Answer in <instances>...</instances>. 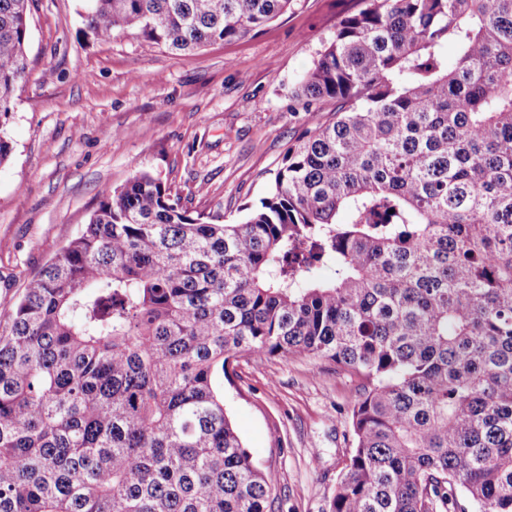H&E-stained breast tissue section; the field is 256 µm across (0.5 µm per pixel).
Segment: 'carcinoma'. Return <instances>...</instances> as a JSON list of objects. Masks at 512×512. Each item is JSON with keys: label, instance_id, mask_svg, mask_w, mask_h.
Instances as JSON below:
<instances>
[{"label": "carcinoma", "instance_id": "carcinoma-1", "mask_svg": "<svg viewBox=\"0 0 512 512\" xmlns=\"http://www.w3.org/2000/svg\"><path fill=\"white\" fill-rule=\"evenodd\" d=\"M361 2L296 93L334 118L242 222L139 172L0 312V512H274L216 378L291 353L366 380L325 512H512V0ZM33 3L0 0V117ZM291 3L84 21L188 53Z\"/></svg>", "mask_w": 512, "mask_h": 512}]
</instances>
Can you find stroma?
Returning <instances> with one entry per match:
<instances>
[{"instance_id":"1","label":"stroma","mask_w":512,"mask_h":512,"mask_svg":"<svg viewBox=\"0 0 512 512\" xmlns=\"http://www.w3.org/2000/svg\"><path fill=\"white\" fill-rule=\"evenodd\" d=\"M359 6L293 0L260 33L183 57L131 35L87 36L83 0H35L29 70L4 125L13 150L0 165V312L84 228L103 188L136 173L167 180L192 213L239 222L295 138L328 118L330 105L304 106L295 90ZM361 385L303 354L230 365L224 408L277 512H324Z\"/></svg>"}]
</instances>
